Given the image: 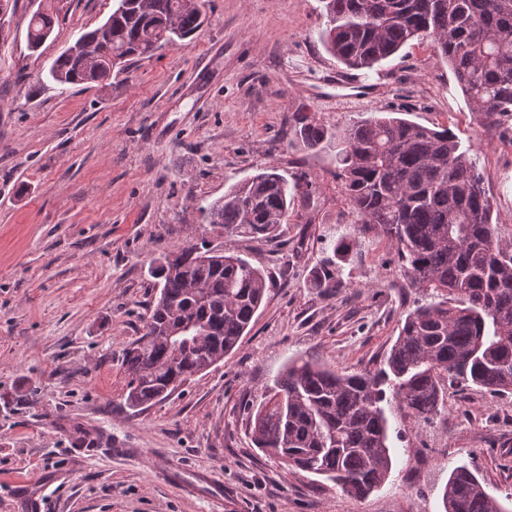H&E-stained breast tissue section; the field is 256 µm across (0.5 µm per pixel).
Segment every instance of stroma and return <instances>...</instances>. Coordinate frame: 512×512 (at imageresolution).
I'll return each mask as SVG.
<instances>
[{
	"label": "stroma",
	"instance_id": "stroma-1",
	"mask_svg": "<svg viewBox=\"0 0 512 512\" xmlns=\"http://www.w3.org/2000/svg\"><path fill=\"white\" fill-rule=\"evenodd\" d=\"M115 0H9L0 17V512H444L450 470L475 468L490 493L512 491V396L448 391L431 424L392 418L393 467L356 500L286 470L256 448L245 406L289 359L339 372L375 369L418 294L391 250L360 238L339 258L332 294L309 288L357 217L329 150L295 139L298 107L336 135L378 112L447 126L472 146L493 221L512 235V119L482 121L429 40L413 41L351 87L319 41L320 0H206L191 43L163 47L108 81L61 87L55 58L101 25ZM55 19L37 51L32 14ZM373 87L361 98L357 86ZM273 168L298 187L280 238L204 224L199 203ZM244 256L270 286L238 349L145 410L124 404L123 350L157 297L153 261L188 242ZM127 440L126 451L75 443L72 425ZM213 484L184 491L170 469Z\"/></svg>",
	"mask_w": 512,
	"mask_h": 512
}]
</instances>
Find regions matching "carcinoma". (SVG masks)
I'll use <instances>...</instances> for the list:
<instances>
[{
  "mask_svg": "<svg viewBox=\"0 0 512 512\" xmlns=\"http://www.w3.org/2000/svg\"><path fill=\"white\" fill-rule=\"evenodd\" d=\"M324 49L368 73L414 40L429 39L451 66L472 111L484 121L512 118V0H321ZM203 0H116L109 18L85 33L94 46L64 50L49 76L61 85L108 80L131 59L193 38ZM33 13L28 48L53 30ZM83 36V37H85ZM78 37L77 41H82ZM294 136L309 150L335 152L336 179L358 217L334 254L372 234L394 250L410 286L429 301L407 312L383 367L339 373L302 356L249 408L256 447L288 470L322 476L364 499L392 469L387 411L421 424L445 409L446 389L476 386L512 395V245L492 223L489 197L470 149L448 127L376 114L335 138L301 107ZM295 196L273 170L231 186L199 206L205 223L257 241L278 237ZM151 275L159 293L144 333L123 352L125 404L144 410L224 361L260 308L268 277L247 258L203 243L164 252ZM323 265L309 287H336ZM445 512H509L466 465L448 476Z\"/></svg>",
  "mask_w": 512,
  "mask_h": 512,
  "instance_id": "obj_1",
  "label": "carcinoma"
}]
</instances>
